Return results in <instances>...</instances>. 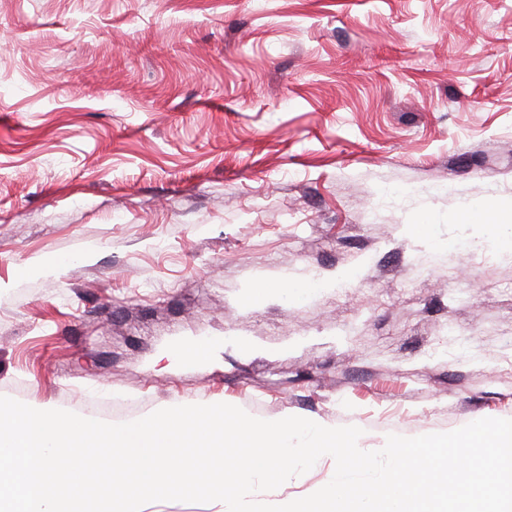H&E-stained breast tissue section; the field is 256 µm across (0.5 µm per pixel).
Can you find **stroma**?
Segmentation results:
<instances>
[{"instance_id":"35a3bbf8","label":"stroma","mask_w":512,"mask_h":512,"mask_svg":"<svg viewBox=\"0 0 512 512\" xmlns=\"http://www.w3.org/2000/svg\"><path fill=\"white\" fill-rule=\"evenodd\" d=\"M510 201L512 0H0V396L512 419ZM505 209H507L510 212V219L507 212H504L500 216L499 222H490L489 221V215H488V208L485 206H468L463 211V222L465 224H472L476 226H485L486 224H509L511 226L512 222V204L510 203L509 206H507ZM504 221H507V223H504Z\"/></svg>"}]
</instances>
